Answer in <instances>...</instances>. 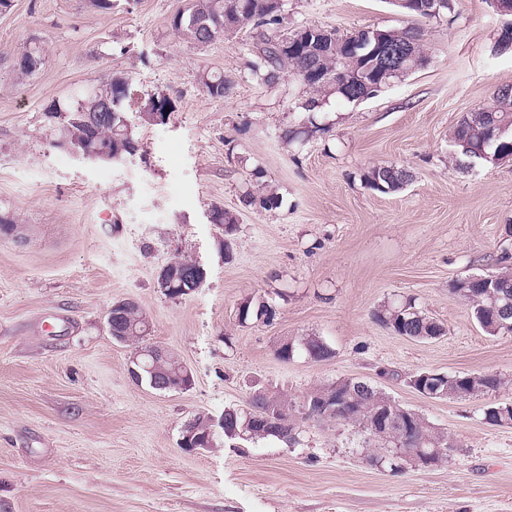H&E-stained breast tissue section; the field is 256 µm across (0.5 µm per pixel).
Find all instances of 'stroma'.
<instances>
[{
    "mask_svg": "<svg viewBox=\"0 0 512 512\" xmlns=\"http://www.w3.org/2000/svg\"><path fill=\"white\" fill-rule=\"evenodd\" d=\"M189 0H12L0 13V512H512V425L483 409L512 403V333L487 335L452 283L496 271L512 256V160L454 168L460 117L495 105L512 85V54H496L503 19L489 0H451L415 18L388 0H283L282 28L423 31L425 62L360 103L332 97L321 129L301 127L311 90L291 72L269 87L251 66V30L200 47L171 27ZM41 63L23 74L28 51ZM233 82L207 95L205 76ZM122 77L134 155L94 161L56 144L63 111ZM170 98L165 122H147L151 95ZM408 168L390 194L365 181L376 165ZM263 177L273 211L244 207ZM236 214L232 234L214 209ZM196 261L200 288L172 299L164 265ZM406 297L442 324L416 341L374 318ZM275 309L241 322L245 300ZM134 301L146 337L185 363V390L132 376L136 345L116 341L107 314ZM320 337L316 361L278 356L283 341ZM421 371L496 373L500 391L429 399ZM362 378L447 435L455 452L431 469L367 463L357 428L305 421L299 444L269 439L210 450L180 444L197 415L219 425L225 407L264 390L302 402L312 389Z\"/></svg>",
    "mask_w": 512,
    "mask_h": 512,
    "instance_id": "1",
    "label": "stroma"
}]
</instances>
